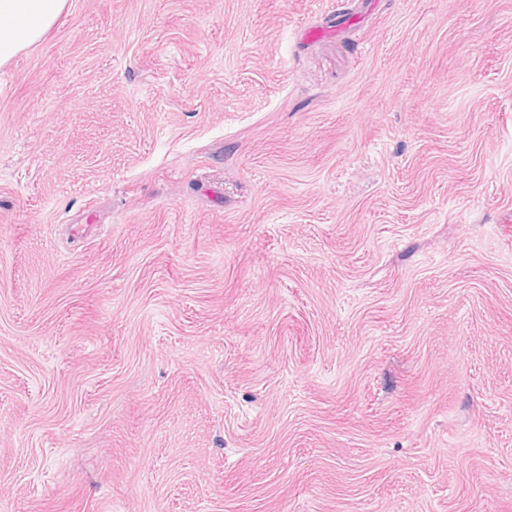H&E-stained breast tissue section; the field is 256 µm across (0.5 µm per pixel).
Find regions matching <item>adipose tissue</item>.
Returning a JSON list of instances; mask_svg holds the SVG:
<instances>
[{
  "label": "adipose tissue",
  "instance_id": "obj_1",
  "mask_svg": "<svg viewBox=\"0 0 512 512\" xmlns=\"http://www.w3.org/2000/svg\"><path fill=\"white\" fill-rule=\"evenodd\" d=\"M67 9V0H0V65L40 41Z\"/></svg>",
  "mask_w": 512,
  "mask_h": 512
}]
</instances>
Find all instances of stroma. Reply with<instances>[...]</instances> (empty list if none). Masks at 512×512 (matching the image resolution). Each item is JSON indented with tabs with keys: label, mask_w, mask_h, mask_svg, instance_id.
Here are the masks:
<instances>
[{
	"label": "stroma",
	"mask_w": 512,
	"mask_h": 512,
	"mask_svg": "<svg viewBox=\"0 0 512 512\" xmlns=\"http://www.w3.org/2000/svg\"><path fill=\"white\" fill-rule=\"evenodd\" d=\"M0 512H512V0H69L0 66Z\"/></svg>",
	"instance_id": "stroma-1"
}]
</instances>
